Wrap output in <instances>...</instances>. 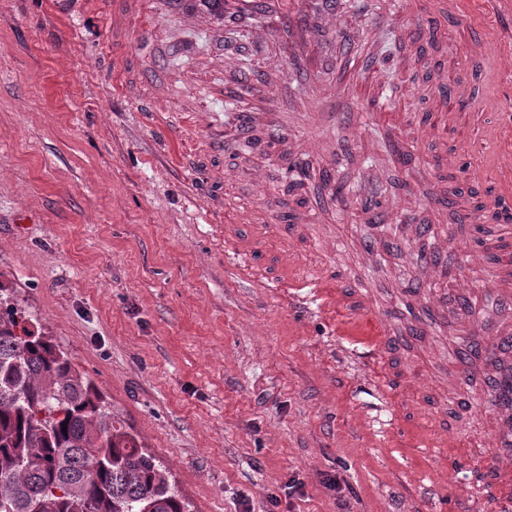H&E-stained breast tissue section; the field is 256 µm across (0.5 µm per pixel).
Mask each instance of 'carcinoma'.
Listing matches in <instances>:
<instances>
[{
    "label": "carcinoma",
    "instance_id": "1",
    "mask_svg": "<svg viewBox=\"0 0 512 512\" xmlns=\"http://www.w3.org/2000/svg\"><path fill=\"white\" fill-rule=\"evenodd\" d=\"M148 505L190 512L97 385L0 285V512H141Z\"/></svg>",
    "mask_w": 512,
    "mask_h": 512
}]
</instances>
